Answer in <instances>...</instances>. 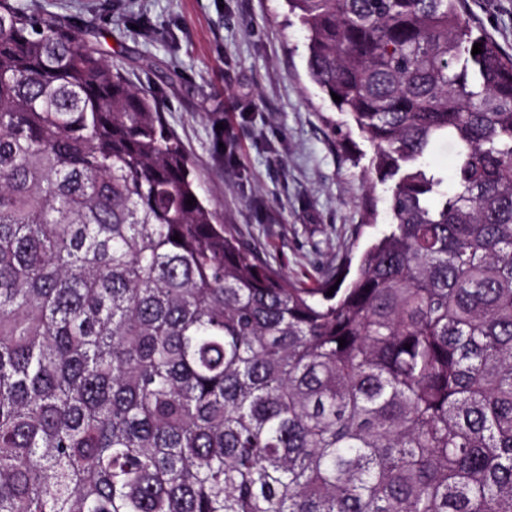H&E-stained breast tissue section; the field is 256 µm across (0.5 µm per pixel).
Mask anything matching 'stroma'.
Instances as JSON below:
<instances>
[{
	"label": "stroma",
	"instance_id": "stroma-1",
	"mask_svg": "<svg viewBox=\"0 0 512 512\" xmlns=\"http://www.w3.org/2000/svg\"><path fill=\"white\" fill-rule=\"evenodd\" d=\"M512 55V0H469ZM78 23L155 97L199 193L288 279L358 256L390 220L373 148L309 80L283 0H28ZM360 155L359 165L346 154Z\"/></svg>",
	"mask_w": 512,
	"mask_h": 512
}]
</instances>
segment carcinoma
I'll list each match as a JSON object with an SVG mask.
<instances>
[{
  "label": "carcinoma",
  "instance_id": "cac0c4a2",
  "mask_svg": "<svg viewBox=\"0 0 512 512\" xmlns=\"http://www.w3.org/2000/svg\"><path fill=\"white\" fill-rule=\"evenodd\" d=\"M286 2L390 215L310 284L68 19L0 0V512H512V56L467 0Z\"/></svg>",
  "mask_w": 512,
  "mask_h": 512
}]
</instances>
